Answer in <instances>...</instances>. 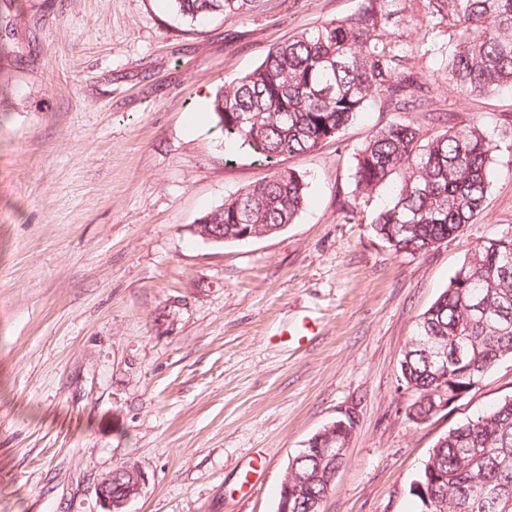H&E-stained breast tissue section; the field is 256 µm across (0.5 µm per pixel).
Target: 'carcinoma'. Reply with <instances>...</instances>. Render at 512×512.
<instances>
[{
    "label": "carcinoma",
    "instance_id": "carcinoma-1",
    "mask_svg": "<svg viewBox=\"0 0 512 512\" xmlns=\"http://www.w3.org/2000/svg\"><path fill=\"white\" fill-rule=\"evenodd\" d=\"M184 18L233 17L257 0H172ZM357 12L305 30L273 47L261 64L220 88L211 111L224 141L247 147L275 167L336 137L370 103L395 112H421L433 88L406 66L426 47L448 84L468 95L512 90V0H415L407 25L423 31L409 45L387 29L398 0H359ZM440 127L425 139L414 123L397 120L375 132L356 154V187L394 189L373 232L395 252L424 254L455 236L484 208L492 144L480 122ZM306 203L299 174L276 170L224 200L200 221L224 225V242H238L247 224L277 233ZM460 351L448 373L436 377L426 349ZM512 357V233L478 244L423 314L400 362V378L417 394L414 420L433 415L432 392L448 400L468 395L501 359ZM309 443L294 458L292 488H301L294 512H322L327 484L342 460L322 456ZM419 512H512V398L470 418L441 437L410 488Z\"/></svg>",
    "mask_w": 512,
    "mask_h": 512
}]
</instances>
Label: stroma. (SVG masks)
<instances>
[{
	"mask_svg": "<svg viewBox=\"0 0 512 512\" xmlns=\"http://www.w3.org/2000/svg\"><path fill=\"white\" fill-rule=\"evenodd\" d=\"M357 7L259 0L196 24L170 0H0V512H106L97 486L126 463L144 476L126 512H276L289 460L348 410L323 512H416L437 441L512 397L508 357L418 423L399 371L453 272L512 230V91L466 95L430 55L409 60L431 110L481 121L493 147L483 211L427 253L378 239L389 195L355 188L357 151L397 118L376 105L281 158L309 183L293 224L195 233L271 174L225 145L215 92ZM307 320L306 345L280 338Z\"/></svg>",
	"mask_w": 512,
	"mask_h": 512,
	"instance_id": "stroma-1",
	"label": "stroma"
}]
</instances>
